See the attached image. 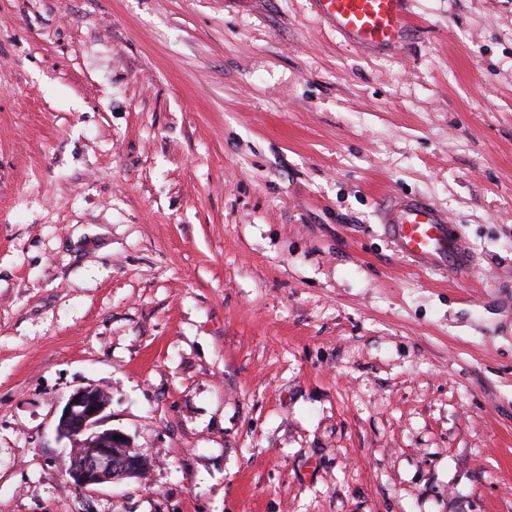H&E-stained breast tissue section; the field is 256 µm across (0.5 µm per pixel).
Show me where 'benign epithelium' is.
<instances>
[{
    "instance_id": "benign-epithelium-1",
    "label": "benign epithelium",
    "mask_w": 512,
    "mask_h": 512,
    "mask_svg": "<svg viewBox=\"0 0 512 512\" xmlns=\"http://www.w3.org/2000/svg\"><path fill=\"white\" fill-rule=\"evenodd\" d=\"M107 395L97 388L80 389L70 395L64 405L57 433L74 443L67 475L85 493L96 487L143 475L144 453L133 447L129 439L117 440L119 431L104 429Z\"/></svg>"
}]
</instances>
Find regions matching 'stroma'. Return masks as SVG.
Here are the masks:
<instances>
[{"instance_id":"1","label":"stroma","mask_w":512,"mask_h":512,"mask_svg":"<svg viewBox=\"0 0 512 512\" xmlns=\"http://www.w3.org/2000/svg\"><path fill=\"white\" fill-rule=\"evenodd\" d=\"M407 8L0 0V512H512V0ZM88 387L146 480L65 474ZM318 13L363 48H397L409 19L405 0H313ZM380 218L397 253L414 265L454 276L471 271L474 259L468 242L431 203L407 195L384 197Z\"/></svg>"}]
</instances>
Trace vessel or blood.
<instances>
[{"label":"vessel or blood","instance_id":"vessel-or-blood-1","mask_svg":"<svg viewBox=\"0 0 512 512\" xmlns=\"http://www.w3.org/2000/svg\"><path fill=\"white\" fill-rule=\"evenodd\" d=\"M318 13L363 48L398 47L409 19L405 0H314ZM386 236L397 253L421 268L467 275L473 267L468 242L446 214L411 196H388L380 203Z\"/></svg>","mask_w":512,"mask_h":512}]
</instances>
